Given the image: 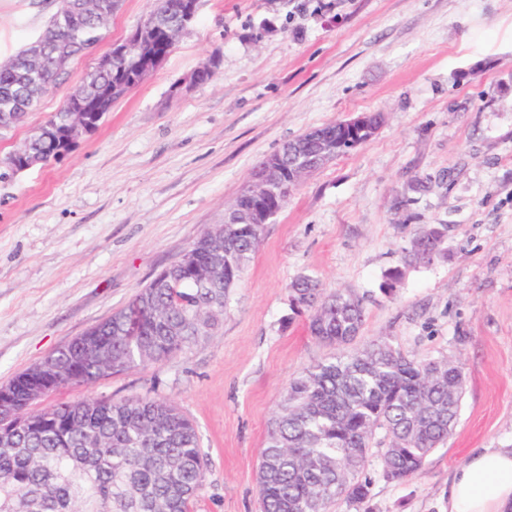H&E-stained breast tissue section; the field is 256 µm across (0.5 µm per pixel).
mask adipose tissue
<instances>
[{
  "label": "adipose tissue",
  "mask_w": 512,
  "mask_h": 512,
  "mask_svg": "<svg viewBox=\"0 0 512 512\" xmlns=\"http://www.w3.org/2000/svg\"><path fill=\"white\" fill-rule=\"evenodd\" d=\"M448 512H512V448H480L458 468Z\"/></svg>",
  "instance_id": "1"
}]
</instances>
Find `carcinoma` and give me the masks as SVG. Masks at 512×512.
<instances>
[{
    "instance_id": "1",
    "label": "carcinoma",
    "mask_w": 512,
    "mask_h": 512,
    "mask_svg": "<svg viewBox=\"0 0 512 512\" xmlns=\"http://www.w3.org/2000/svg\"><path fill=\"white\" fill-rule=\"evenodd\" d=\"M163 15L155 34L137 51L145 59L169 49L179 19ZM106 21L92 0H58L40 37L45 55L60 46L78 58L100 44ZM131 62L87 74L86 93L126 76ZM30 58L21 52L0 64V131L21 124L17 101L37 103L57 84L58 72L28 82ZM82 115L60 108L43 127L61 132ZM322 147L340 156L352 150L336 122L321 126ZM26 156L46 155L39 133L17 145ZM306 176L283 166L280 180L292 191ZM263 227L219 222L205 229L172 264L121 310L78 337L112 351V372L161 360L208 335L220 324L229 295L258 249ZM447 228L428 225L403 251L404 266L430 265L444 257ZM292 309L309 313L308 331L332 347L352 344L365 321L362 300L350 291L326 293L319 281L297 276L290 284ZM63 379L76 369L82 384L101 379L102 365L78 346L54 351ZM35 364L0 391L24 406ZM464 377L446 360H417L381 338L309 366L292 378L272 420L261 453L258 494L262 512H326L345 501L369 512V482L359 479L373 440L389 438L381 454L382 477L404 482L423 467L451 433L461 407ZM207 458L196 425L173 404L129 397L86 399L40 411L0 435V512H191Z\"/></svg>"
}]
</instances>
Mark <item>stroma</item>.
Here are the masks:
<instances>
[{"label":"stroma","mask_w":512,"mask_h":512,"mask_svg":"<svg viewBox=\"0 0 512 512\" xmlns=\"http://www.w3.org/2000/svg\"><path fill=\"white\" fill-rule=\"evenodd\" d=\"M155 0H121L99 45L123 41ZM56 0H0V62L44 32ZM216 58L213 81L172 91ZM95 63L77 58L0 157L57 112ZM366 143L289 196L210 335L173 356L49 403L156 398L193 420L208 465L194 512H260L257 470L280 399L334 356L295 314L300 274L364 299L359 343L390 338L464 374L447 441L403 483L364 471L371 512H447L477 448H512V0H199L164 64L65 158L0 180V386L123 308L217 223L257 163L360 113ZM426 224L444 259L380 286Z\"/></svg>","instance_id":"35a3bbf8"}]
</instances>
